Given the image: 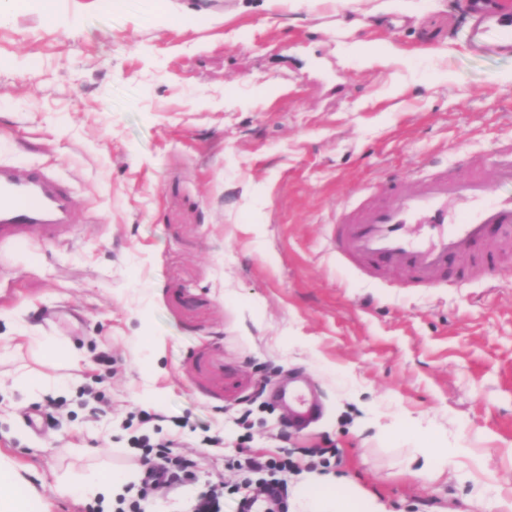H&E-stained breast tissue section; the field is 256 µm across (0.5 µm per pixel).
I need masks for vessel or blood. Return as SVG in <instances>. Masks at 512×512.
<instances>
[{
    "mask_svg": "<svg viewBox=\"0 0 512 512\" xmlns=\"http://www.w3.org/2000/svg\"><path fill=\"white\" fill-rule=\"evenodd\" d=\"M478 19L475 38L495 32L512 48V0H466ZM512 184V145L463 173H437L415 183L388 184L381 200L344 208L331 235L337 257L372 276L394 270L405 281L430 287L455 274L466 279L496 266L512 243V196H496ZM70 190L43 167L0 162V265L17 247L37 239L56 242L74 224ZM277 400L297 424L319 413L304 387L281 388Z\"/></svg>",
    "mask_w": 512,
    "mask_h": 512,
    "instance_id": "obj_1",
    "label": "vessel or blood"
}]
</instances>
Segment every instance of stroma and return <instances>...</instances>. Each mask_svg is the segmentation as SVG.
Masks as SVG:
<instances>
[{
    "label": "stroma",
    "instance_id": "1",
    "mask_svg": "<svg viewBox=\"0 0 512 512\" xmlns=\"http://www.w3.org/2000/svg\"><path fill=\"white\" fill-rule=\"evenodd\" d=\"M473 44L459 0H19L0 15V160L47 167L77 231L0 267V334L81 350L56 395L0 358V463L36 512H84L66 475L118 468L147 411L195 478L145 512L224 484L239 512L290 455H320L381 512H512V248L492 276L432 289L370 280L329 244L341 205L386 181L465 171L512 140V52ZM317 389L304 429L271 391ZM181 428H174L173 420ZM220 436L219 452L201 447ZM432 448L448 468L419 472ZM61 383L63 382L59 379H52L31 373H22L18 375L13 382L15 386H21L38 395L55 394Z\"/></svg>",
    "mask_w": 512,
    "mask_h": 512
}]
</instances>
